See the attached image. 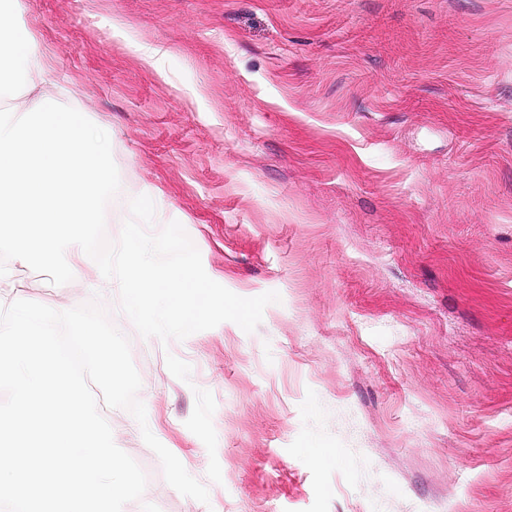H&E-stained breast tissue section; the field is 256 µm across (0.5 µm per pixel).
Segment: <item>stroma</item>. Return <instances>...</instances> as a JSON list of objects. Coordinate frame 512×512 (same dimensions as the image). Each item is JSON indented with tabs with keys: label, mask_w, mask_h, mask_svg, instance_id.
<instances>
[{
	"label": "stroma",
	"mask_w": 512,
	"mask_h": 512,
	"mask_svg": "<svg viewBox=\"0 0 512 512\" xmlns=\"http://www.w3.org/2000/svg\"><path fill=\"white\" fill-rule=\"evenodd\" d=\"M21 5L111 132L108 240L145 195L211 279L281 297L253 333L164 343L94 261L79 284L68 247L0 250L5 295L99 297L150 431L209 490L104 406L147 478L123 512H512V0Z\"/></svg>",
	"instance_id": "1"
}]
</instances>
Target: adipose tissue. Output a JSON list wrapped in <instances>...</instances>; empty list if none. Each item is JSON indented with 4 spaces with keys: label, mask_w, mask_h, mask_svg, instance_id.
<instances>
[{
    "label": "adipose tissue",
    "mask_w": 512,
    "mask_h": 512,
    "mask_svg": "<svg viewBox=\"0 0 512 512\" xmlns=\"http://www.w3.org/2000/svg\"><path fill=\"white\" fill-rule=\"evenodd\" d=\"M20 9L21 0H0V99L11 102L0 112V247L24 258L69 243V275L79 283L84 240L112 185L109 151L76 104L78 87L51 81L46 55L16 19Z\"/></svg>",
    "instance_id": "adipose-tissue-1"
}]
</instances>
